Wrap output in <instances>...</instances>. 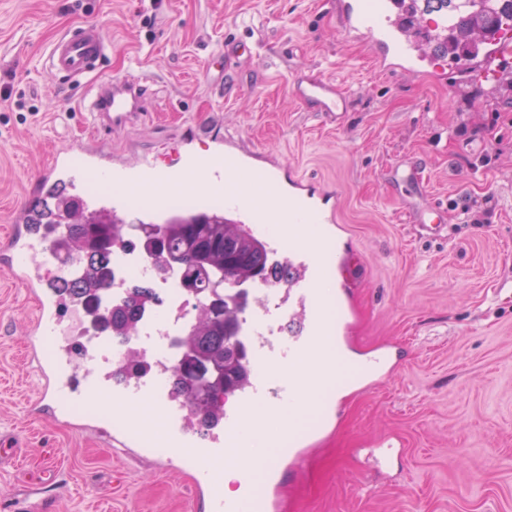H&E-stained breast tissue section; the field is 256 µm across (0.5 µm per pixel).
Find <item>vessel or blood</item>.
I'll return each mask as SVG.
<instances>
[{
  "instance_id": "b4317fda",
  "label": "vessel or blood",
  "mask_w": 512,
  "mask_h": 512,
  "mask_svg": "<svg viewBox=\"0 0 512 512\" xmlns=\"http://www.w3.org/2000/svg\"><path fill=\"white\" fill-rule=\"evenodd\" d=\"M391 0H347L342 19L350 31L370 38L379 62L406 74L419 72L427 57L410 43L402 27L390 22L385 12ZM108 42L102 29L85 24L56 39L47 61L53 74L77 82L99 70L107 58ZM295 98L316 111L332 116L346 111L348 99L334 82L310 77L297 82ZM150 97L145 77L133 75L101 86L86 108L103 132L134 124ZM251 152L237 138L225 137L223 145L208 151L188 147L168 160L143 154L119 167H103L94 159L76 165L61 158L60 167L72 186L90 181L103 184L113 211L133 208L149 212L183 191L222 204L224 215L263 238L271 253L287 259L293 275L274 298L262 302L248 322L253 339L255 380L239 394L237 405L198 441L187 421L171 424L180 406L157 398L150 386L128 384L113 387L111 375L102 374L95 349L86 343L65 344L40 362V395H52L67 406L102 400L112 402L121 414L114 424L111 444L127 452L153 457L158 463L179 461L190 471L202 491L208 512H276L277 500L245 489L226 496L224 471L237 469L244 480L257 471L273 475L279 466H299L302 455L293 449V437L306 406L303 390L324 396L335 382L340 360L336 295L324 294L326 281L343 279L346 256L337 252L328 227L337 223L341 196L297 178L282 181L279 164L251 165ZM0 272L23 287L42 295L31 323V344H39L50 326L60 324L66 311L64 299L49 283L47 230L34 224L17 225L0 242ZM288 329H281L280 321ZM264 437L272 454L256 458V437Z\"/></svg>"
}]
</instances>
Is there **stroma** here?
I'll return each instance as SVG.
<instances>
[{
	"label": "stroma",
	"instance_id": "obj_1",
	"mask_svg": "<svg viewBox=\"0 0 512 512\" xmlns=\"http://www.w3.org/2000/svg\"><path fill=\"white\" fill-rule=\"evenodd\" d=\"M99 24L112 44L100 75L64 83L54 40ZM254 57H225L231 40ZM445 73L381 70L369 39L345 33L338 0H0V239L39 200L56 152L87 144L117 159L175 154L231 133L257 163H283L341 195V245L358 316L344 356L389 346L397 368L332 393L329 423L299 475L294 512H512V61L433 55ZM150 78L139 124L94 134L78 104L105 79ZM320 75L349 95L341 119L292 93ZM420 169L419 182L395 170ZM442 207L441 237L420 231ZM38 299L0 276V512H205L178 463L114 452L94 414L53 420L36 407L29 321ZM394 434L392 461L367 457Z\"/></svg>",
	"mask_w": 512,
	"mask_h": 512
}]
</instances>
